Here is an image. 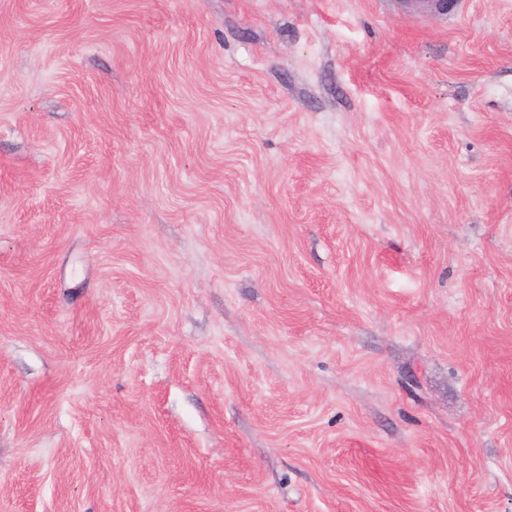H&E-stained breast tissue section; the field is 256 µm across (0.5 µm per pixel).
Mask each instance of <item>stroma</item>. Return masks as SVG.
Masks as SVG:
<instances>
[{"label": "stroma", "instance_id": "obj_1", "mask_svg": "<svg viewBox=\"0 0 512 512\" xmlns=\"http://www.w3.org/2000/svg\"><path fill=\"white\" fill-rule=\"evenodd\" d=\"M0 512H512V0H0ZM405 11L421 12L431 16L448 15L459 0H394Z\"/></svg>", "mask_w": 512, "mask_h": 512}]
</instances>
